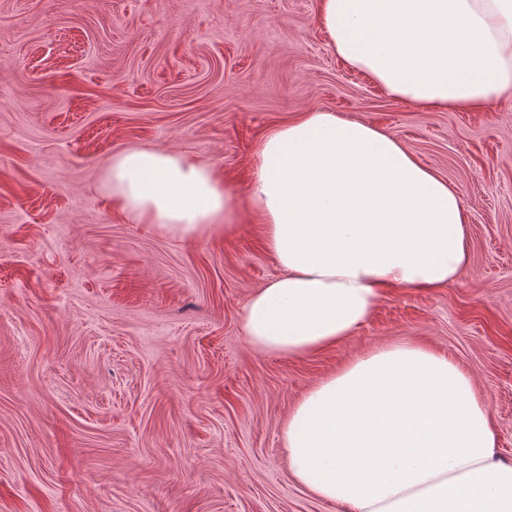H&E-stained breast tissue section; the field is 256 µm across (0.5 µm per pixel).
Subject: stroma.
<instances>
[{"mask_svg":"<svg viewBox=\"0 0 512 512\" xmlns=\"http://www.w3.org/2000/svg\"><path fill=\"white\" fill-rule=\"evenodd\" d=\"M318 0H0V512H341L296 483L297 400L352 358H452L512 461V101L417 109L331 51ZM316 108L377 126L448 180L470 260L388 288L353 335L286 357L242 307L279 272L258 216L179 239L115 209L110 157L214 164L244 190L255 147Z\"/></svg>","mask_w":512,"mask_h":512,"instance_id":"35a3bbf8","label":"stroma"}]
</instances>
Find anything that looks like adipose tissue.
I'll list each match as a JSON object with an SVG mask.
<instances>
[{
    "instance_id": "1",
    "label": "adipose tissue",
    "mask_w": 512,
    "mask_h": 512,
    "mask_svg": "<svg viewBox=\"0 0 512 512\" xmlns=\"http://www.w3.org/2000/svg\"><path fill=\"white\" fill-rule=\"evenodd\" d=\"M318 19L388 97L457 112L512 99V0H319ZM257 156L246 201L281 269L243 308L258 350L321 351L372 316L383 288H442L468 265L460 195L378 127L310 109ZM104 184L134 223L179 238L228 232L237 207L213 166L172 151L115 154ZM282 438L295 481L344 512H512L488 402L425 347L350 361L299 399Z\"/></svg>"
}]
</instances>
